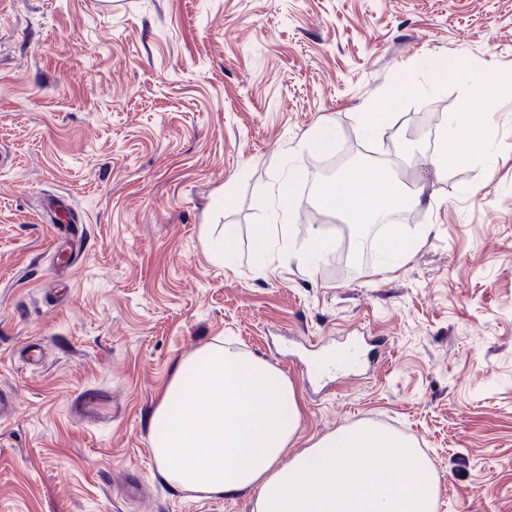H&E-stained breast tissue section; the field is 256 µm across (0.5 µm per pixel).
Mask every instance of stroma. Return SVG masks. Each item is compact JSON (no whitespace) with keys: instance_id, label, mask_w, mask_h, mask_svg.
Instances as JSON below:
<instances>
[{"instance_id":"stroma-1","label":"stroma","mask_w":512,"mask_h":512,"mask_svg":"<svg viewBox=\"0 0 512 512\" xmlns=\"http://www.w3.org/2000/svg\"><path fill=\"white\" fill-rule=\"evenodd\" d=\"M434 54L512 82V0H0V391L21 403L0 426V512H254L250 493L179 489L152 454L176 362L217 342L293 384L286 457L372 424L420 448L437 512H512V99L492 174L435 172L401 150L462 107L464 81L432 84ZM405 79L413 91L365 134L363 105ZM320 125L442 202L413 211L409 232H430L390 271L377 252L340 268L355 227L328 213L293 214V251L258 257L253 229L289 168L297 202L315 203L304 141ZM60 195L81 252L42 208ZM319 231L336 249L304 264ZM360 331L383 362L325 394L282 357Z\"/></svg>"}]
</instances>
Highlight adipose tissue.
Returning a JSON list of instances; mask_svg holds the SVG:
<instances>
[{
    "label": "adipose tissue",
    "instance_id": "adipose-tissue-1",
    "mask_svg": "<svg viewBox=\"0 0 512 512\" xmlns=\"http://www.w3.org/2000/svg\"><path fill=\"white\" fill-rule=\"evenodd\" d=\"M463 79L467 98L437 134L426 157L435 171L453 163L487 169L485 144L498 102L512 96L492 68L435 59L431 80ZM326 212L388 226V260L420 245L388 218L400 210L438 208L424 185L405 186L385 164L354 168L318 193ZM300 421L296 392L267 360L207 344L177 362L149 420L161 474L185 490L234 497L255 492V512H435L437 483L428 460L407 438L371 425L343 426L293 457L285 451Z\"/></svg>",
    "mask_w": 512,
    "mask_h": 512
}]
</instances>
